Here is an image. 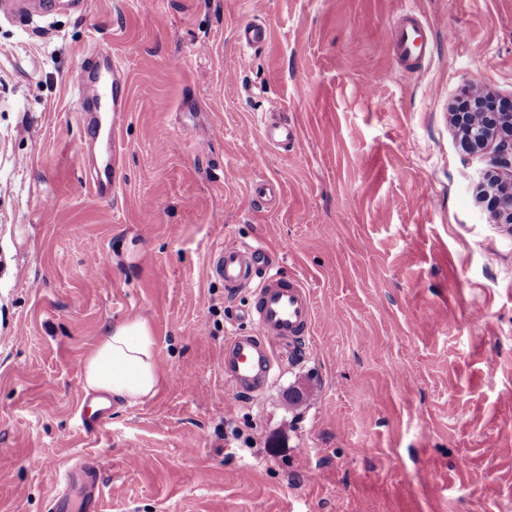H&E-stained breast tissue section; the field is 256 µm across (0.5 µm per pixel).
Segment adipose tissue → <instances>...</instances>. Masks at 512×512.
I'll use <instances>...</instances> for the list:
<instances>
[{
  "label": "adipose tissue",
  "mask_w": 512,
  "mask_h": 512,
  "mask_svg": "<svg viewBox=\"0 0 512 512\" xmlns=\"http://www.w3.org/2000/svg\"><path fill=\"white\" fill-rule=\"evenodd\" d=\"M82 374L86 392L109 393L130 405L153 399L161 378L148 322L133 318L113 324L85 358Z\"/></svg>",
  "instance_id": "adipose-tissue-1"
}]
</instances>
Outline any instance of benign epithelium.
<instances>
[{
  "label": "benign epithelium",
  "mask_w": 512,
  "mask_h": 512,
  "mask_svg": "<svg viewBox=\"0 0 512 512\" xmlns=\"http://www.w3.org/2000/svg\"><path fill=\"white\" fill-rule=\"evenodd\" d=\"M471 103L469 122L459 128L460 135L476 151L494 146L495 166L500 173L484 178L481 192L497 196L498 208L493 219L498 224H512V111L490 112L495 100L474 84L466 91Z\"/></svg>",
  "instance_id": "benign-epithelium-1"
}]
</instances>
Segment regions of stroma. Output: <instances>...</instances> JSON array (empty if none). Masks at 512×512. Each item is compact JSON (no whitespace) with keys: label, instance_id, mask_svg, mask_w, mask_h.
<instances>
[{"label":"stroma","instance_id":"35a3bbf8","mask_svg":"<svg viewBox=\"0 0 512 512\" xmlns=\"http://www.w3.org/2000/svg\"><path fill=\"white\" fill-rule=\"evenodd\" d=\"M22 2L0 15V512H50L82 458L101 512H512V227L476 197L493 149L450 115L474 81L512 99V0H411L432 36L413 70L402 0ZM252 19L272 37L245 50ZM104 45L128 112L99 197L70 77ZM225 244L315 305L252 397L222 369L250 297L207 272ZM130 317L162 388L87 429L81 363ZM393 50L399 61L409 68L418 64L427 53H430L427 34L410 8L403 12L402 20L394 32ZM264 136L270 144L285 146L295 140L297 132L288 123H273L265 126Z\"/></svg>","mask_w":512,"mask_h":512}]
</instances>
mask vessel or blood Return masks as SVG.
Returning <instances> with one entry per match:
<instances>
[{
	"label": "vessel or blood",
	"mask_w": 512,
	"mask_h": 512,
	"mask_svg": "<svg viewBox=\"0 0 512 512\" xmlns=\"http://www.w3.org/2000/svg\"><path fill=\"white\" fill-rule=\"evenodd\" d=\"M237 40L247 48L265 45L270 40L269 29L265 23L248 22L238 27ZM393 50L409 68L429 53L427 34L413 10L404 11L394 32ZM118 70L116 61L106 54L94 62H82L71 76L81 100L109 101L106 109L81 112L87 128L106 134V161L94 167L89 182L90 189L100 196L111 193L122 164L117 132L127 110V95L125 88L113 78ZM208 273L223 281L227 294H236L244 288L251 291L252 300L243 311L249 328L225 342L223 368L225 379L237 394L255 395L272 380L273 345L298 340L310 332L314 322L312 292L299 278L283 276L267 266L266 251L261 247L224 245L213 253ZM59 481L81 490L82 512H99L101 473L93 460L70 466Z\"/></svg>",
	"instance_id": "obj_1"
}]
</instances>
